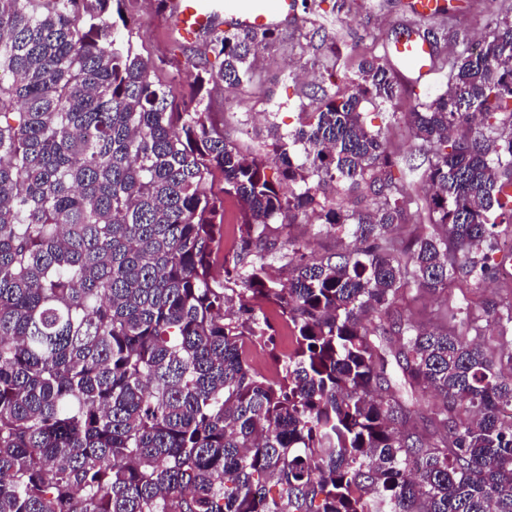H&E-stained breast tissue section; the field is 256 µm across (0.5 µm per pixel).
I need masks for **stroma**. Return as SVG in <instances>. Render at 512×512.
I'll return each mask as SVG.
<instances>
[{
  "mask_svg": "<svg viewBox=\"0 0 512 512\" xmlns=\"http://www.w3.org/2000/svg\"><path fill=\"white\" fill-rule=\"evenodd\" d=\"M410 0H349L348 13H337L335 0H308L307 7L298 8L294 19L282 27V40L262 49L254 65L251 83L241 86H220L204 103L212 119L223 126L225 133L242 149L258 150L254 136L255 115L275 114L282 130L293 129L302 109L312 108V97L321 84V76L331 69V43H338L341 52L350 48L386 56L395 32L414 24L416 17L409 7ZM456 11L448 16L425 20V27L435 29L438 40L434 51L438 56L451 52L454 40L483 35L490 12H511L512 0H452ZM126 14L133 30V43L142 54L160 61L158 76L170 79L178 63L203 52L204 42L177 44L166 26L165 12L157 10L154 0H128ZM400 96L399 116L388 112L368 114L371 125L388 134L391 149L398 164L412 162L415 171L403 172L402 177L415 196L422 197L427 187L418 166L424 155L402 114L408 111L415 95L431 97L441 92L447 82L443 71L418 81L403 67H396ZM497 272L484 285L458 279L445 293L437 296L419 295L409 306L408 316L422 324L449 325L461 334L468 333V317L483 314L487 298L498 300L512 296V258L499 251L493 256ZM468 307V315H460L459 307Z\"/></svg>",
  "mask_w": 512,
  "mask_h": 512,
  "instance_id": "1",
  "label": "stroma"
}]
</instances>
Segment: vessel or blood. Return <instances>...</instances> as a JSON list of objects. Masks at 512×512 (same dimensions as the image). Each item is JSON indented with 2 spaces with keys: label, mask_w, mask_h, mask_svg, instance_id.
I'll list each match as a JSON object with an SVG mask.
<instances>
[{
  "label": "vessel or blood",
  "mask_w": 512,
  "mask_h": 512,
  "mask_svg": "<svg viewBox=\"0 0 512 512\" xmlns=\"http://www.w3.org/2000/svg\"><path fill=\"white\" fill-rule=\"evenodd\" d=\"M295 12L296 0H169L167 23L172 35L192 42L218 30L277 28ZM389 54L394 60L410 64L418 79L433 72V45L422 36L414 34L393 42Z\"/></svg>",
  "instance_id": "b4317fda"
}]
</instances>
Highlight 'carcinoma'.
<instances>
[{
    "instance_id": "carcinoma-1",
    "label": "carcinoma",
    "mask_w": 512,
    "mask_h": 512,
    "mask_svg": "<svg viewBox=\"0 0 512 512\" xmlns=\"http://www.w3.org/2000/svg\"><path fill=\"white\" fill-rule=\"evenodd\" d=\"M124 2L0 0V512H512V371L398 310L411 286L493 275L512 16L437 60L446 88L407 113L434 228L410 238L413 198L364 120L396 97L382 58L331 69L294 131L268 124L274 182L199 106L282 31L210 36L220 68L187 58L178 102ZM302 220L351 244L316 257L270 228ZM266 304L292 338L273 378L249 355L273 342ZM485 322L508 336L512 306ZM239 219L237 203L232 199L224 202V236L221 240L219 250L220 257L230 258L236 250V224Z\"/></svg>"
}]
</instances>
